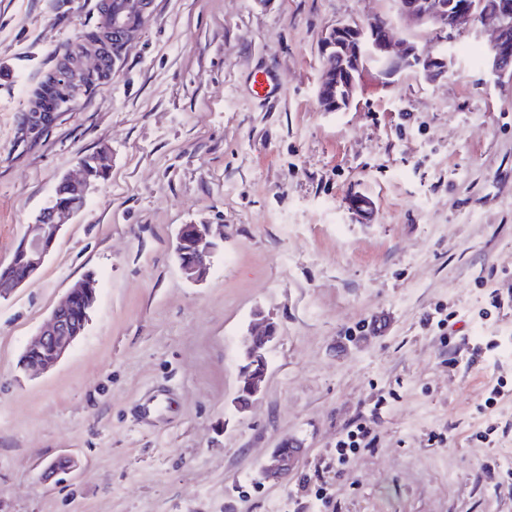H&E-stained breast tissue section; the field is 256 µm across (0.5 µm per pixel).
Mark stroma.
Listing matches in <instances>:
<instances>
[{"label": "stroma", "instance_id": "obj_1", "mask_svg": "<svg viewBox=\"0 0 512 512\" xmlns=\"http://www.w3.org/2000/svg\"><path fill=\"white\" fill-rule=\"evenodd\" d=\"M106 2L0 0V265L79 158H105L0 298V512H512V80L486 76L481 25L452 33L448 76L368 74L325 112L326 28L395 0H154L119 51L89 40ZM63 72L77 92L28 131ZM261 72L276 93L256 94ZM184 224L224 229L200 282L175 253ZM83 279L81 336L22 369ZM258 310L278 336L240 412ZM159 390L172 407L140 421ZM360 422L371 444L338 464ZM287 438L294 471L262 480ZM58 458L77 466L46 475ZM51 79L52 78L45 82L38 94L41 111L28 116V122L30 123L31 127H34L35 129H42L48 126L54 118V112H46L47 106L53 102L54 92L50 91L53 87L52 83H50Z\"/></svg>", "mask_w": 512, "mask_h": 512}]
</instances>
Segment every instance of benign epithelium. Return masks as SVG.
<instances>
[{"label": "benign epithelium", "mask_w": 512, "mask_h": 512, "mask_svg": "<svg viewBox=\"0 0 512 512\" xmlns=\"http://www.w3.org/2000/svg\"><path fill=\"white\" fill-rule=\"evenodd\" d=\"M150 0H124V6L112 13V41L124 44L135 38L144 22ZM398 17L409 30L432 28L438 33L436 49L422 51L410 38L393 31L391 20L377 15L365 22H339L326 29L322 39V69L317 90L319 104L325 112H345L362 88L365 74L373 71L379 83L387 86L400 73L417 69L432 83L448 74L455 64V54L446 46L445 33L463 31L478 22L492 32L484 55L487 75L492 79H512V0H397ZM102 166L101 157L93 155L77 165L73 175L64 178L68 199L53 196L42 208L36 223L14 250L23 260L26 274L19 278L13 264L0 266V297L6 298L29 281L43 266L54 242L69 218L86 202L82 187L87 179L88 164ZM224 238L212 237L209 224H184L177 235L176 253L186 277L202 280L211 258L221 249ZM94 295L89 283L75 284L53 309L47 324L26 346L21 366L27 370L48 369L56 364L81 335L87 322L86 311ZM256 322L249 325L242 338L245 376L240 391L249 396L235 406L244 410L258 396L266 379L270 344L276 337V325L258 311ZM302 454L298 441H284L263 464L261 474L268 481L286 479Z\"/></svg>", "instance_id": "obj_1"}]
</instances>
